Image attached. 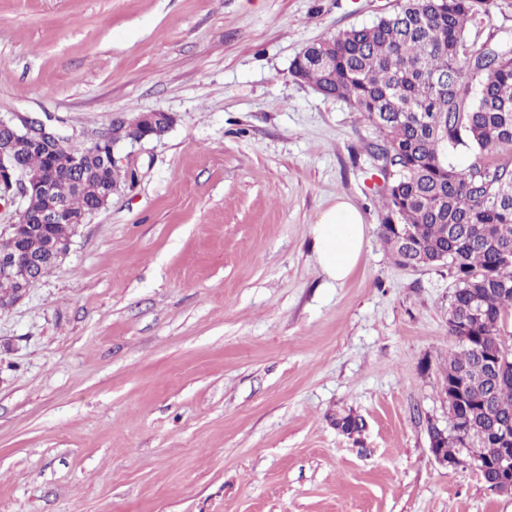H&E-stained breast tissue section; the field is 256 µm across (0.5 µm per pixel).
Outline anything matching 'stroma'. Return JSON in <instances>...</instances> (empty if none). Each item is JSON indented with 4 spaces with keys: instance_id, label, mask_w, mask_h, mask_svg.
Returning a JSON list of instances; mask_svg holds the SVG:
<instances>
[{
    "instance_id": "35a3bbf8",
    "label": "stroma",
    "mask_w": 512,
    "mask_h": 512,
    "mask_svg": "<svg viewBox=\"0 0 512 512\" xmlns=\"http://www.w3.org/2000/svg\"><path fill=\"white\" fill-rule=\"evenodd\" d=\"M396 0H0V116L78 144L138 112L132 182L0 309V512H512L440 466L452 280L379 236L376 136L294 79ZM512 37V0L467 25ZM367 231L329 284L310 226ZM364 422L349 436L336 415ZM174 121L175 117L168 112H139L131 119L123 120L131 134L125 144L133 147L153 136H159L160 131L168 130Z\"/></svg>"
}]
</instances>
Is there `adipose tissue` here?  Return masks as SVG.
<instances>
[{"label": "adipose tissue", "mask_w": 512, "mask_h": 512, "mask_svg": "<svg viewBox=\"0 0 512 512\" xmlns=\"http://www.w3.org/2000/svg\"><path fill=\"white\" fill-rule=\"evenodd\" d=\"M315 259L330 282L344 281L357 265L365 239L361 215L340 201L310 227Z\"/></svg>", "instance_id": "1"}]
</instances>
